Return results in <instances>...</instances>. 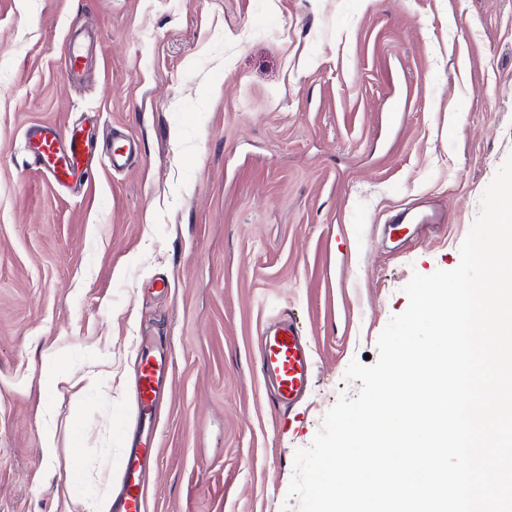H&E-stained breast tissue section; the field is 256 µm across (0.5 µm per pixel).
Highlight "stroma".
<instances>
[{"label":"stroma","mask_w":512,"mask_h":512,"mask_svg":"<svg viewBox=\"0 0 512 512\" xmlns=\"http://www.w3.org/2000/svg\"><path fill=\"white\" fill-rule=\"evenodd\" d=\"M81 121L139 154L116 173L98 151L64 190L23 131ZM511 154L512 0H0V512H70L76 445L120 474L147 336L172 366L146 512H296L295 454L356 397L348 365L377 356L413 274L459 265ZM423 201L444 224L384 235ZM290 314L314 376L288 412L256 341ZM50 346L70 384L46 381Z\"/></svg>","instance_id":"35a3bbf8"}]
</instances>
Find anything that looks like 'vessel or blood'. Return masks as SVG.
I'll list each match as a JSON object with an SVG mask.
<instances>
[{
	"mask_svg": "<svg viewBox=\"0 0 512 512\" xmlns=\"http://www.w3.org/2000/svg\"><path fill=\"white\" fill-rule=\"evenodd\" d=\"M23 137L25 151L34 166L61 188L77 186L94 165L95 152L85 123H72L62 133L49 124L30 125ZM136 150L134 140L113 134L109 148L112 169L125 168ZM433 220L431 214L406 208L391 216L389 227L412 235L420 225ZM313 364L312 352L293 322L279 321L265 328L261 339L260 373L273 390L274 405L290 408L302 400L311 384ZM167 375L166 354L153 343L144 342L138 357L135 400L137 421L147 436L136 439L126 455L115 512H145L143 474L157 455L153 431Z\"/></svg>",
	"mask_w": 512,
	"mask_h": 512,
	"instance_id": "obj_1",
	"label": "vessel or blood"
}]
</instances>
